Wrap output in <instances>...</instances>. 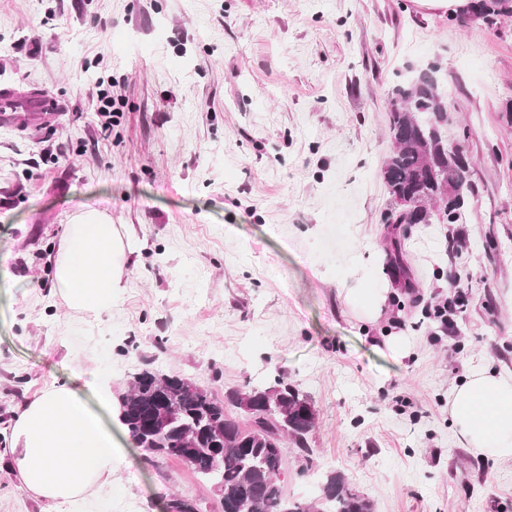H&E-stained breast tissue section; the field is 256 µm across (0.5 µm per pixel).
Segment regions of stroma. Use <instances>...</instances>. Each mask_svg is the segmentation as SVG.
Returning a JSON list of instances; mask_svg holds the SVG:
<instances>
[{
  "instance_id": "stroma-1",
  "label": "stroma",
  "mask_w": 512,
  "mask_h": 512,
  "mask_svg": "<svg viewBox=\"0 0 512 512\" xmlns=\"http://www.w3.org/2000/svg\"><path fill=\"white\" fill-rule=\"evenodd\" d=\"M437 67L449 146L473 166L460 224L399 233L425 303L468 283L458 332L434 334L388 264L381 177L391 88ZM117 114L95 112L94 78ZM43 90L0 115V512H64L6 466L17 406L70 364L113 394L147 364L216 394L277 378L317 411L313 465L373 512H512V459L475 454L448 392L478 363L512 374V18L491 25L418 0H0V89ZM106 217L127 253L111 313L67 309L55 280L66 224ZM382 288L371 317L352 299ZM406 337V356L387 341ZM112 484L76 512L171 495L219 512L211 486L128 437Z\"/></svg>"
}]
</instances>
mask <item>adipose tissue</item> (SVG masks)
Returning <instances> with one entry per match:
<instances>
[{
    "label": "adipose tissue",
    "mask_w": 512,
    "mask_h": 512,
    "mask_svg": "<svg viewBox=\"0 0 512 512\" xmlns=\"http://www.w3.org/2000/svg\"><path fill=\"white\" fill-rule=\"evenodd\" d=\"M125 246L114 225L78 217L62 238L55 277L67 306L98 315L124 288ZM71 383L54 384L15 415L8 467L22 488L54 502L102 488L121 463L119 421L102 424L76 387L90 369L74 365ZM448 414L468 446L483 456L512 459V376L472 367L448 395Z\"/></svg>",
    "instance_id": "obj_1"
}]
</instances>
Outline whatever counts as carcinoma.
<instances>
[{
    "label": "carcinoma",
    "mask_w": 512,
    "mask_h": 512,
    "mask_svg": "<svg viewBox=\"0 0 512 512\" xmlns=\"http://www.w3.org/2000/svg\"><path fill=\"white\" fill-rule=\"evenodd\" d=\"M474 5L491 24L512 17V0H474ZM449 102L450 93L431 73L389 92L394 150L381 175L396 225L457 224L463 218L472 193L471 166L442 138ZM402 200L404 210L396 208ZM118 412L132 439L150 453L183 462L194 452L189 467L211 485L222 512H373L370 500L336 472L323 474L319 494L309 501L286 495L281 481L288 452L310 461L316 410L298 386L282 379L220 398L189 376L138 367L118 398ZM168 512L200 509L194 500L175 495Z\"/></svg>",
    "instance_id": "obj_1"
}]
</instances>
